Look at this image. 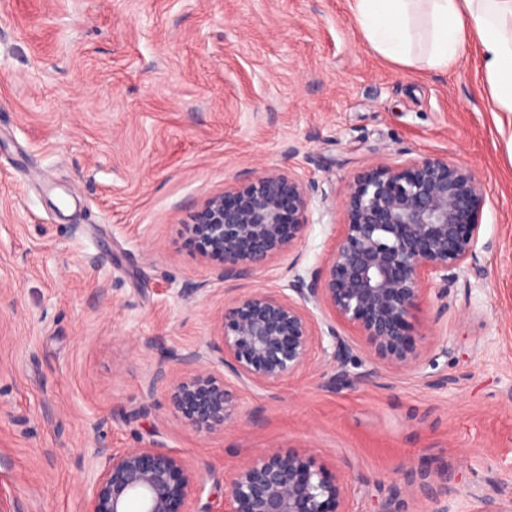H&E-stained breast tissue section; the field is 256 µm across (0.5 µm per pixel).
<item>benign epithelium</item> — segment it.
<instances>
[{
    "mask_svg": "<svg viewBox=\"0 0 512 512\" xmlns=\"http://www.w3.org/2000/svg\"><path fill=\"white\" fill-rule=\"evenodd\" d=\"M317 186L283 172L248 176L195 210L186 243L214 262L221 281L252 277L296 250ZM486 203L482 184L446 158L378 164L349 182L344 223L327 264L293 272L286 294L252 288L224 303L206 350L177 356L171 400L200 433L233 420L226 377L264 389L302 370L324 337L333 341L336 384L350 380V347L325 308L357 329L373 355L400 370L419 359L411 317L427 290L475 255ZM204 477L160 448L114 449L91 485L88 512H185ZM349 484L305 453L268 450L242 463L227 484L224 512H348Z\"/></svg>",
    "mask_w": 512,
    "mask_h": 512,
    "instance_id": "benign-epithelium-1",
    "label": "benign epithelium"
}]
</instances>
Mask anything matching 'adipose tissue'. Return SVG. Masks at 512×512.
I'll list each match as a JSON object with an SVG mask.
<instances>
[{
	"label": "adipose tissue",
	"mask_w": 512,
	"mask_h": 512,
	"mask_svg": "<svg viewBox=\"0 0 512 512\" xmlns=\"http://www.w3.org/2000/svg\"><path fill=\"white\" fill-rule=\"evenodd\" d=\"M353 18L372 48L400 66L449 72L476 41L488 102L512 113V0H354Z\"/></svg>",
	"instance_id": "adipose-tissue-1"
}]
</instances>
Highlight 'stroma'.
I'll return each mask as SVG.
<instances>
[{"mask_svg": "<svg viewBox=\"0 0 512 512\" xmlns=\"http://www.w3.org/2000/svg\"><path fill=\"white\" fill-rule=\"evenodd\" d=\"M353 0H0V512H87L100 450L152 445L205 477L302 451L349 512H512V120L476 49L451 72L380 56ZM442 157L482 183L476 255L431 288L419 359L379 365L340 325L353 373L315 351L235 420L184 423L161 373L205 349L233 292L284 291L288 257L236 288L185 244L189 214L245 173L315 182L299 271L323 267L350 180ZM427 475L443 494L422 495Z\"/></svg>", "mask_w": 512, "mask_h": 512, "instance_id": "1", "label": "stroma"}]
</instances>
